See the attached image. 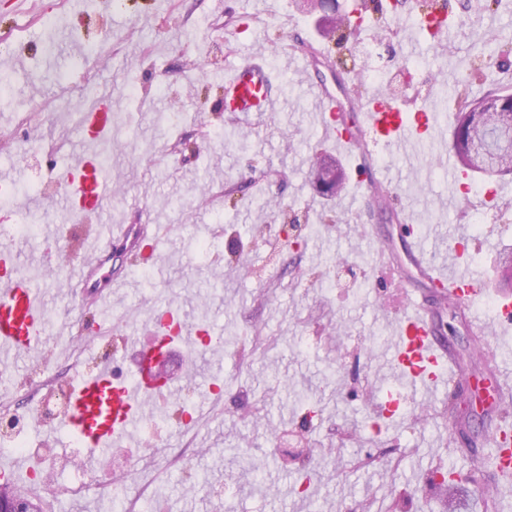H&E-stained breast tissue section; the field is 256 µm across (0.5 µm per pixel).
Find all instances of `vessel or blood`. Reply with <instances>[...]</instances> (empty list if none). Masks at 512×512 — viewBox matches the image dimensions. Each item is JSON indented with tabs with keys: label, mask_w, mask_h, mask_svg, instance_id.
I'll list each match as a JSON object with an SVG mask.
<instances>
[{
	"label": "vessel or blood",
	"mask_w": 512,
	"mask_h": 512,
	"mask_svg": "<svg viewBox=\"0 0 512 512\" xmlns=\"http://www.w3.org/2000/svg\"><path fill=\"white\" fill-rule=\"evenodd\" d=\"M277 105L272 78L261 62L249 59L235 64L224 74L221 90L223 111L235 114L269 112ZM320 111L325 112V129L337 145L368 155L376 149L395 145L405 154H413L418 143L442 138L437 115L429 108L405 112L384 91L368 95L362 107L363 124L357 134L345 133L342 104L326 89L318 91ZM71 186L73 206L79 209L98 207L102 201L106 172L93 168L91 161L76 157L65 171ZM400 233L407 247L406 255L436 297L452 296L466 312L468 323L483 329L478 299L482 295L472 272L463 260L433 264L423 259V239L410 216L399 215ZM149 236L145 224H113L104 233L102 244L94 246L88 256L71 263L69 283L84 299L98 303L111 298L115 288L126 284L127 272H114L100 278L99 271L112 264V246L123 243L136 249ZM436 309L421 301L400 320L389 346L394 376L422 395H430L445 380L452 381L462 393L476 397L484 415L496 412L504 393L512 391V382L500 372L474 374L464 372L446 339L435 330ZM172 314L157 318L146 342L135 344V359L130 376L118 379L110 369L79 377L67 394V425L81 447L108 452L112 446L133 440L140 424L146 399L177 396V382L157 385L153 375L156 349L170 351L173 343L195 346L198 336L187 327L172 326ZM42 314L40 290L31 281L16 274L0 275V358L29 349L40 335Z\"/></svg>",
	"instance_id": "1"
}]
</instances>
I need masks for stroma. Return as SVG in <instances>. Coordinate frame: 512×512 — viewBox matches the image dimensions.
Returning a JSON list of instances; mask_svg holds the SVG:
<instances>
[{
    "instance_id": "35a3bbf8",
    "label": "stroma",
    "mask_w": 512,
    "mask_h": 512,
    "mask_svg": "<svg viewBox=\"0 0 512 512\" xmlns=\"http://www.w3.org/2000/svg\"><path fill=\"white\" fill-rule=\"evenodd\" d=\"M104 2L0 0V32L18 29L24 44L0 56V70L14 75L0 99V132L9 134L0 176L20 189L0 220L11 210L41 219L36 235L15 229L9 247L16 269L36 273L49 324L35 352L9 360L7 406L55 449V481L80 469L93 484L111 483L125 459L127 494L147 495L148 512H387L395 500L400 512H486L494 475L471 451L486 447L488 419L449 406L447 388L425 398L381 376L393 325L425 291L403 260L401 208L423 227L426 260L462 249L484 288V349H512V334L494 332L496 253L512 248V175L491 203L486 178L472 177L461 203L451 193L450 142L411 159L393 146L368 161L337 151L310 82L334 91L348 75L350 99L378 88L410 110L443 87V117L453 122L458 90L512 93V54H496L480 74L470 67L493 35L512 31V0L495 11L478 10L477 0H405L396 11L391 0H339L367 24L334 47L335 72L316 65L308 80L304 48L323 50L334 23L298 10L297 0H124L114 11ZM434 3L450 19L444 42L420 23ZM45 17L56 27L50 49ZM75 24L85 44L71 43ZM248 57L271 69L276 109L218 111L225 66ZM103 99L112 124L92 139L86 118ZM39 104L53 119L37 114ZM46 143L59 152H41ZM104 153L112 189L97 211L75 215L67 196L45 190L49 172L71 157ZM319 159L345 172L339 197L314 186ZM367 163L390 171L384 194H361ZM103 224H155L159 242L146 274L101 313L54 278L45 251L68 254L79 226ZM379 237L399 257L396 271L380 263ZM163 312L210 337L176 347L165 366L179 394L149 402L138 442L122 452L72 447L35 397L52 402L55 387L103 366L128 375L131 341ZM389 389L401 397L391 417L381 407ZM450 462L451 488L430 486L433 470Z\"/></svg>"
}]
</instances>
